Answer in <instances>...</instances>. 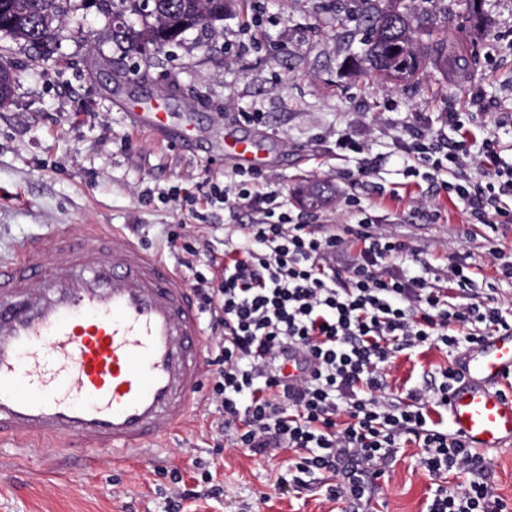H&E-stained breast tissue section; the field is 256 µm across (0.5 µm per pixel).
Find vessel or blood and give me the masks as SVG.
I'll use <instances>...</instances> for the list:
<instances>
[{
	"instance_id": "obj_1",
	"label": "vessel or blood",
	"mask_w": 512,
	"mask_h": 512,
	"mask_svg": "<svg viewBox=\"0 0 512 512\" xmlns=\"http://www.w3.org/2000/svg\"><path fill=\"white\" fill-rule=\"evenodd\" d=\"M237 138L227 158L251 163ZM206 332L182 274L104 225L26 239L0 264V438L65 441L74 462L107 453L152 461L201 399ZM448 397L472 447L512 446V330L473 346Z\"/></svg>"
}]
</instances>
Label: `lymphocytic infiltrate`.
Listing matches in <instances>:
<instances>
[{
  "label": "lymphocytic infiltrate",
  "instance_id": "1",
  "mask_svg": "<svg viewBox=\"0 0 512 512\" xmlns=\"http://www.w3.org/2000/svg\"><path fill=\"white\" fill-rule=\"evenodd\" d=\"M413 157L407 176L424 174L464 205L479 224L512 223V162L494 137L479 153L451 142L428 119L398 136ZM480 163L482 175L466 171ZM258 169L238 168L212 185L210 202L229 213L255 212L241 240L211 259L212 276L191 288L212 318L209 401L232 445L264 455L294 452L280 486L302 488L336 476V498L364 512L401 445L417 442L421 463L438 485L427 512H512L495 496L490 462L460 436L430 422L432 407L448 404L455 368L442 370L433 392L384 395L385 365L403 349L455 351L512 330V313L483 296L465 258L451 255L432 268L417 248L375 224L357 202L355 224L338 230L294 218ZM353 252L349 266L336 254ZM295 373H286L287 364ZM468 475L463 489L442 485L449 471Z\"/></svg>",
  "mask_w": 512,
  "mask_h": 512
}]
</instances>
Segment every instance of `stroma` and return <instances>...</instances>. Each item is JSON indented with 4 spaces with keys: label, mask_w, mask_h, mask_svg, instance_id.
Returning <instances> with one entry per match:
<instances>
[{
    "label": "stroma",
    "mask_w": 512,
    "mask_h": 512,
    "mask_svg": "<svg viewBox=\"0 0 512 512\" xmlns=\"http://www.w3.org/2000/svg\"><path fill=\"white\" fill-rule=\"evenodd\" d=\"M261 21L247 25L232 8L217 29H195L160 55L129 52L108 35L111 16L90 7L67 14L54 54L36 57L29 46L0 33V59L16 75L11 101L0 107V264L11 261L25 239L48 238L61 228L80 233L104 224L157 251L171 266L181 253L171 232L198 249L195 271L210 275V258L225 240H238L252 212L242 208L228 225L222 205L207 204L213 180L223 179L225 135L254 137L263 172L293 213L300 190L325 179L334 202L311 213L328 228L349 222L345 201L358 198L376 223L396 231L425 252L435 266L447 251L479 265L478 279L495 284L503 307L512 306V280L495 269L512 262V226L490 228L469 221L460 201L439 194L430 182L406 178L395 145L403 125L427 116L441 126L446 113L466 118L464 131L498 135L502 156L512 158V0H482L483 25L455 0L442 25L449 38L466 37L468 69L430 67L420 79L396 82L353 71L362 30L340 39L337 9L351 0H261ZM482 92L483 122L470 96ZM166 112L169 132L137 129L138 107ZM246 112L258 123L243 120ZM195 126L189 146L175 130ZM366 142L378 165L361 175L357 159L337 157L336 137ZM400 189V198L389 195ZM437 206L428 223L417 204ZM459 352L418 348L397 353L386 367L389 399L425 385L429 375L457 363ZM218 414L205 406L161 446L155 465H131L104 456L96 474L55 476L47 465L60 448H23L0 442V512H164L173 488L163 471L178 464L186 487H197V462L209 464L223 486L218 499L189 501V512H343V501L325 491L297 493L277 481L287 453L259 457L241 448L217 450ZM435 484L421 464V450L398 452L380 480L375 512H424Z\"/></svg>",
    "instance_id": "35a3bbf8"
}]
</instances>
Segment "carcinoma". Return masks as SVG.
I'll list each match as a JSON object with an SVG mask.
<instances>
[{"label": "carcinoma", "mask_w": 512, "mask_h": 512, "mask_svg": "<svg viewBox=\"0 0 512 512\" xmlns=\"http://www.w3.org/2000/svg\"><path fill=\"white\" fill-rule=\"evenodd\" d=\"M87 0H0V32L13 40L24 42L43 55H50L59 41L62 17L71 12L76 2ZM430 0H353V13L336 14V36L347 38L349 24L358 23L364 31L365 48L355 66L386 79L407 80L419 75L427 53L414 44V27L425 29L434 38L432 65L444 71L464 60L448 39L439 36L436 16L427 8L419 9L416 2ZM112 18L121 25L112 27V39L127 44L132 50L137 42L150 40L157 45L156 53L178 43L184 34L200 27L203 15H208L211 27L224 21L232 7L231 0H153L151 13L143 15L136 30L124 22L126 12L140 13V0H110ZM16 76L0 61V106L13 95ZM333 186L323 180L310 183L303 192L302 203L309 208L329 204L334 198Z\"/></svg>", "instance_id": "cac0c4a2"}]
</instances>
